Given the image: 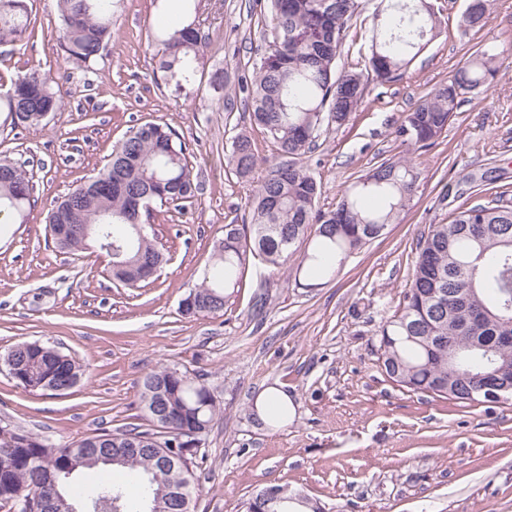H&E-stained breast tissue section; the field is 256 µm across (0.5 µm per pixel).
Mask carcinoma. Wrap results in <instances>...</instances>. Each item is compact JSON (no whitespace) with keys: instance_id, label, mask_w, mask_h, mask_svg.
Listing matches in <instances>:
<instances>
[{"instance_id":"carcinoma-1","label":"carcinoma","mask_w":512,"mask_h":512,"mask_svg":"<svg viewBox=\"0 0 512 512\" xmlns=\"http://www.w3.org/2000/svg\"><path fill=\"white\" fill-rule=\"evenodd\" d=\"M186 26L157 36L158 69L168 80L195 81L207 46L200 0H179ZM491 0H469L458 26L480 31ZM59 45L76 69L93 63L112 41V0H57ZM361 0H270L273 42L260 54L253 75L242 84L250 124L275 144L278 161L257 182L247 224L224 225L212 264L181 301L186 318L216 314L235 289L249 259L278 271L294 269V281L315 288L308 275L332 277L336 267L366 244L386 234L409 210L424 172L406 156L384 159L344 189L338 205L318 206L321 182L305 162L332 126L346 125L369 93V82L385 84L401 76L437 36L430 0H379L373 15L371 53L360 70H336V57ZM32 33L26 0H0V44ZM509 49L483 42L403 113L394 134L410 149L435 143L466 101L488 92ZM61 108L50 79L36 69L17 76L0 93V113L12 128L39 126ZM189 148L171 126L148 122L126 132L109 162L95 176L57 201L47 215L57 247L85 252L102 239L116 246L112 279L136 287L146 281L145 264L159 266L164 253L149 230L138 231L142 215L178 206L198 190L188 167ZM235 175L252 179L260 160L247 130L232 140ZM502 171L489 167L469 179L466 199L448 224H431L417 239L411 279L395 312L377 330L378 362L396 385L413 392L469 404L491 402L497 388L495 366L512 369V201L497 192L483 203L473 189L493 185ZM32 185L21 165L0 158V228L23 224ZM139 199L140 208L130 206ZM309 241L303 252L297 243ZM0 362L23 388H73L85 370L60 349L38 341L11 348ZM141 402L148 427L100 428L72 447L57 448L20 428L0 427V505L28 512L44 472L67 467L95 470L93 485L72 482L64 496L84 512H194L200 491L194 466L201 437L218 412L213 390L187 373L163 367L143 382ZM158 406L175 420L163 431L153 413ZM87 448H118L120 456L101 461ZM262 488L247 512H274Z\"/></svg>"}]
</instances>
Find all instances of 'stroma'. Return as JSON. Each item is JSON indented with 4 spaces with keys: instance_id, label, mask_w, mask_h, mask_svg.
<instances>
[{
    "instance_id": "stroma-1",
    "label": "stroma",
    "mask_w": 512,
    "mask_h": 512,
    "mask_svg": "<svg viewBox=\"0 0 512 512\" xmlns=\"http://www.w3.org/2000/svg\"><path fill=\"white\" fill-rule=\"evenodd\" d=\"M117 2L112 41L88 69L61 56L56 0H29L30 38L0 46V93L37 68L63 100L40 126H0V156L24 164L35 199L26 223L0 234V355L39 340L87 371L54 395L24 389L0 365V426L66 448L102 427L146 425L143 381L174 367L205 379L222 410L199 448L195 512H246L251 493L270 485L316 499L323 512H512V402L468 405L407 391L382 374L375 353L376 331L408 286L416 240L429 225L447 223L463 177L497 165L512 192V56L495 87L464 104L434 145L407 151L394 137L403 113L447 81L474 44L512 41V0H492L477 34L458 27L467 0H430L440 35L401 78L370 86L349 124L322 137L307 158L322 183L319 206L328 210L354 178L410 153L425 179L401 223L315 288L249 264L222 312L191 319L180 314L181 300L199 284L225 225L243 223L251 208L255 185L229 163L233 136L248 129L260 158L275 153L241 110L224 109L272 39L269 13L265 0H201L209 46L196 82L180 88L158 69L155 0ZM374 8L366 0L339 67L360 65ZM145 122L170 125L190 144L199 191L153 212L165 260L150 280L128 288L112 280L106 253L60 252L46 216L97 174L129 128ZM273 385L288 392L295 410L271 430L247 409Z\"/></svg>"
}]
</instances>
